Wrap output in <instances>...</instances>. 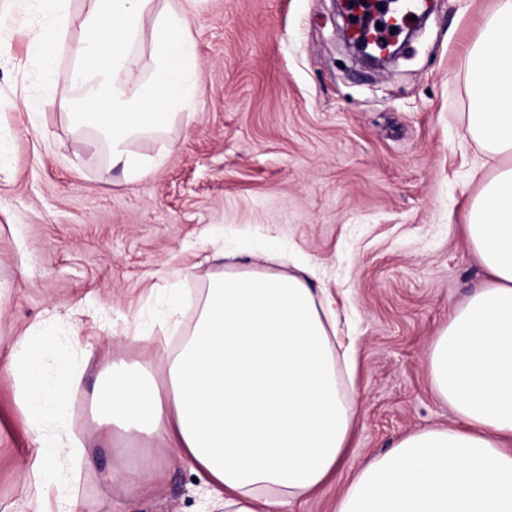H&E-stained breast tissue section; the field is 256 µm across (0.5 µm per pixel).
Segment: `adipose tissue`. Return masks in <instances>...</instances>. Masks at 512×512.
Here are the masks:
<instances>
[{"label":"adipose tissue","mask_w":512,"mask_h":512,"mask_svg":"<svg viewBox=\"0 0 512 512\" xmlns=\"http://www.w3.org/2000/svg\"><path fill=\"white\" fill-rule=\"evenodd\" d=\"M50 20L34 42L53 73L68 0H30ZM190 0H91L71 46L82 123L106 135L128 181L148 167L127 148L188 109L199 71L188 35ZM152 17L154 65L140 88L134 51ZM469 137L492 160L472 200L465 237L488 278L457 308L432 348L434 389L457 425L401 438L360 467L336 512H512V0H497L466 58ZM300 275L227 271L212 280L197 321L170 360L168 388L113 365L93 401L106 424L154 437L190 466L224 512H293L345 467L356 408L339 385L336 313ZM15 397L39 452L29 474L56 481L81 442L65 396L76 377L48 374L20 341Z\"/></svg>","instance_id":"adipose-tissue-1"}]
</instances>
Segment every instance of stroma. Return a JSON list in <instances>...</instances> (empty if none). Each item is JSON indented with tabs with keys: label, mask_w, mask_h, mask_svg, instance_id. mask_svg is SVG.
Listing matches in <instances>:
<instances>
[{
	"label": "stroma",
	"mask_w": 512,
	"mask_h": 512,
	"mask_svg": "<svg viewBox=\"0 0 512 512\" xmlns=\"http://www.w3.org/2000/svg\"><path fill=\"white\" fill-rule=\"evenodd\" d=\"M496 0H436L405 58L360 67L333 0H196L200 64L189 112L134 137L152 161L141 181L114 168L107 142L80 126L60 50L45 78L33 36L47 19L0 0V512H57L56 489L27 470L37 453L16 402L14 345L27 337L48 372L69 359L66 397L83 451L59 474L76 512H201L191 469L155 458V440L105 430L92 391L107 361L164 381L170 347L133 343L167 289L184 287L186 334L211 279L213 253L241 269L319 271L358 338L345 382L357 419L347 467L296 512H335L355 469L407 434L454 425L427 360L438 331L486 277L462 231L489 173L466 132V48ZM157 467L152 494L119 491L112 470Z\"/></svg>",
	"instance_id": "obj_1"
}]
</instances>
